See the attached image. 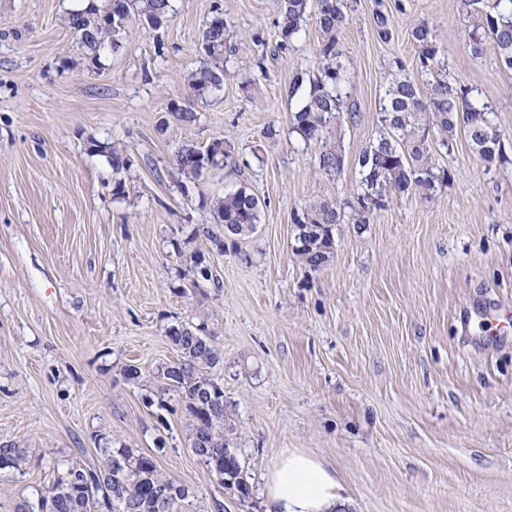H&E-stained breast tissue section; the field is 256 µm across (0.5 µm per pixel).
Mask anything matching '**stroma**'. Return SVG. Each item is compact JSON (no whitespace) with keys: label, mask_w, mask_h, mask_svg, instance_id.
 I'll return each instance as SVG.
<instances>
[{"label":"stroma","mask_w":512,"mask_h":512,"mask_svg":"<svg viewBox=\"0 0 512 512\" xmlns=\"http://www.w3.org/2000/svg\"><path fill=\"white\" fill-rule=\"evenodd\" d=\"M217 3L236 51L186 124L170 107L207 61L199 40ZM349 3L354 114L329 129L344 156L329 175L320 143L291 133L286 95L296 71L320 69V32L308 20L278 51L279 0H172L162 27L131 21L94 66L67 24L75 0H0V446L25 456L0 471V512L52 485L58 463L94 466L105 448L154 456L191 488L182 512H263L262 473L289 449L335 470L339 512H512V71L471 54L480 17L463 0ZM425 21L449 79L495 107L504 157L484 162L456 133L433 153L447 186L337 225L333 255L309 270L292 213L352 193L384 80L399 64L416 74L411 32ZM217 139L232 163L182 186L178 148ZM115 149L129 166L113 169ZM243 185L259 224L216 248L202 233L212 204ZM198 254L219 284L191 287ZM188 323L224 354L211 375L247 493L193 453L182 397L162 388L181 358L168 331Z\"/></svg>","instance_id":"stroma-1"}]
</instances>
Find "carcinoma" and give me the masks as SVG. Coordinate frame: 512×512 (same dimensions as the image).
<instances>
[{"mask_svg": "<svg viewBox=\"0 0 512 512\" xmlns=\"http://www.w3.org/2000/svg\"><path fill=\"white\" fill-rule=\"evenodd\" d=\"M481 15L483 23L470 37L474 55L492 52L512 70V0H464ZM345 0H316V24L321 32L317 55L322 61L319 74L312 77L300 70L288 86V97L298 98L290 131L303 141H318L330 125L347 111L346 70L341 61L340 33L346 21ZM170 0H111L103 10L91 5L69 12L68 24L88 49L89 60L122 46L130 21L157 28L166 21ZM202 33L200 50L214 60L191 76V96L221 91L224 65L221 60L235 51L234 34L219 9ZM311 13V0H280L276 47L285 51L299 36ZM416 48V66L425 80L418 82L398 65L388 79L379 100L380 130L359 153V181L353 195L343 204L314 199L293 212L295 252L311 270L328 261L335 248L333 230L351 216L354 224L370 223L376 210L386 207L393 195H422L430 198L448 184L450 175L431 164L434 144L448 149L457 127H462L472 147L486 162L501 158V132L495 123V108L467 86L448 81V58L443 54L435 27L423 22L411 32ZM171 112L180 122L197 119L192 100L175 105ZM441 138L435 140L430 130ZM232 158L224 141L217 139L204 149L184 144L175 153L178 174L187 181L203 171L223 167ZM339 149L324 148L318 167L328 174L343 167ZM260 200L241 186L213 204L214 225L203 228L204 237L224 246L226 237L253 233L259 221ZM169 337L182 353L181 360L161 373L163 390L182 394L190 420V443L197 456L215 474L218 483L235 485L247 492L238 456L224 440V389L206 374V369L223 362L224 355L202 325L172 327ZM102 465L67 466L57 481L20 503L17 512H182L190 496L188 487L163 476L155 458L135 454L129 448H102ZM18 448L0 447V470L18 469L23 462Z\"/></svg>", "mask_w": 512, "mask_h": 512, "instance_id": "obj_1", "label": "carcinoma"}]
</instances>
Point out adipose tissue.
I'll list each match as a JSON object with an SVG mask.
<instances>
[{
    "mask_svg": "<svg viewBox=\"0 0 512 512\" xmlns=\"http://www.w3.org/2000/svg\"><path fill=\"white\" fill-rule=\"evenodd\" d=\"M266 512H333L340 484L333 468L303 450L283 452L264 475Z\"/></svg>",
    "mask_w": 512,
    "mask_h": 512,
    "instance_id": "adipose-tissue-1",
    "label": "adipose tissue"
}]
</instances>
